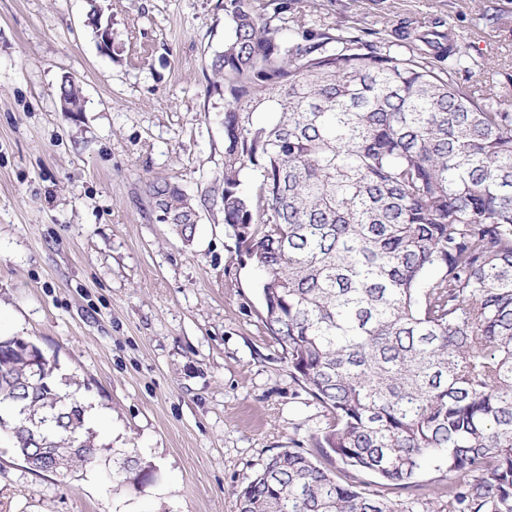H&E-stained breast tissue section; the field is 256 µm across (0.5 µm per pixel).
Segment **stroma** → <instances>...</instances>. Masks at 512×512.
Segmentation results:
<instances>
[{"instance_id": "35a3bbf8", "label": "stroma", "mask_w": 512, "mask_h": 512, "mask_svg": "<svg viewBox=\"0 0 512 512\" xmlns=\"http://www.w3.org/2000/svg\"><path fill=\"white\" fill-rule=\"evenodd\" d=\"M294 15L403 57L439 23L473 60L458 81L512 112V0H295ZM224 30V0H0V337L32 340L107 417L92 429L101 454L64 475L29 470L1 435L0 512H238L236 487L329 422L290 377L212 200ZM65 76L82 111L60 109ZM152 181L198 204L191 243ZM127 456L144 479L116 476Z\"/></svg>"}]
</instances>
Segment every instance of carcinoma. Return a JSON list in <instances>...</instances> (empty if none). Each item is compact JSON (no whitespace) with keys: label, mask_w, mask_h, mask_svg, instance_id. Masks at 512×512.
<instances>
[{"label":"carcinoma","mask_w":512,"mask_h":512,"mask_svg":"<svg viewBox=\"0 0 512 512\" xmlns=\"http://www.w3.org/2000/svg\"><path fill=\"white\" fill-rule=\"evenodd\" d=\"M289 0H224V223L261 272L264 325L331 416L315 453L288 449L235 488L239 512H512V112L414 53L288 25ZM58 97L83 111L80 88ZM147 193L182 239L199 211ZM45 374L31 384L36 357ZM32 341L0 339V430L41 423L51 472L99 448ZM442 461L448 485L396 502Z\"/></svg>","instance_id":"cac0c4a2"}]
</instances>
